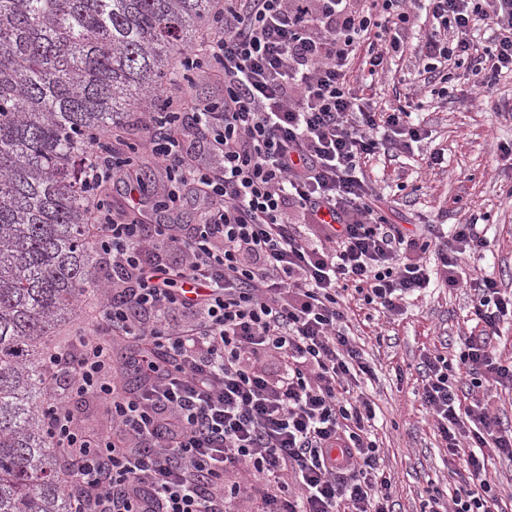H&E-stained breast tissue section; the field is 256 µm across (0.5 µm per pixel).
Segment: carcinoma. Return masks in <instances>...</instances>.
Listing matches in <instances>:
<instances>
[{
    "label": "carcinoma",
    "instance_id": "1",
    "mask_svg": "<svg viewBox=\"0 0 512 512\" xmlns=\"http://www.w3.org/2000/svg\"><path fill=\"white\" fill-rule=\"evenodd\" d=\"M212 0H0V512H71L47 337L104 287L90 150L173 79Z\"/></svg>",
    "mask_w": 512,
    "mask_h": 512
}]
</instances>
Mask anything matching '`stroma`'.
Instances as JSON below:
<instances>
[{
    "instance_id": "1",
    "label": "stroma",
    "mask_w": 512,
    "mask_h": 512,
    "mask_svg": "<svg viewBox=\"0 0 512 512\" xmlns=\"http://www.w3.org/2000/svg\"><path fill=\"white\" fill-rule=\"evenodd\" d=\"M431 30V20L416 12L402 32L404 53L384 73L369 76L358 62L351 67L350 82L359 96L384 111L410 105L429 134L420 154L377 156L365 173L390 223L405 229L463 224L471 215H486V259H464L460 273L465 278L481 271L492 274L502 290L512 291V160L502 154L512 146V75H502L487 90L467 64L452 63L448 83H425L417 40ZM436 150L443 152L445 162L432 170L422 155ZM134 170L140 180L136 195H129L126 181L115 180L108 191L110 205L121 209L137 197L148 223L199 222L200 205L193 194L183 193L170 207H158L151 192L157 171L141 160ZM351 330L374 370L380 408L374 433L392 481L393 512H423L430 494L454 495L462 480L447 462L442 439L421 403L419 366L424 357L451 355L460 337L480 334L469 313L468 291L433 288L391 319L366 305L357 310Z\"/></svg>"
}]
</instances>
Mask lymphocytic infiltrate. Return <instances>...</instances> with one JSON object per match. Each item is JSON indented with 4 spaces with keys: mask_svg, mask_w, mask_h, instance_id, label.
<instances>
[{
    "mask_svg": "<svg viewBox=\"0 0 512 512\" xmlns=\"http://www.w3.org/2000/svg\"><path fill=\"white\" fill-rule=\"evenodd\" d=\"M406 0H219L212 33L182 60L214 61L224 105L176 112L171 84L140 116L145 149L176 202L204 204L197 224H148L136 211L94 206L96 253L111 269L99 316L76 349L49 359L42 423L76 488V512H392L391 482L368 429L371 367L346 330V291L390 313L431 281L455 288L463 256L487 246L477 221L434 242L372 205L365 161L382 147L409 152L426 132L406 107L377 111L358 97L348 67L364 53L369 74L402 49ZM434 28L426 73L457 57L492 87L512 72V0H426ZM491 25L490 49L473 31ZM124 142L96 145L86 186L100 197L125 166ZM297 209L302 221L291 222ZM308 233H301V226ZM434 249L429 271L419 254ZM472 314L483 333L454 357L424 359L421 400L448 458L467 475L451 502L428 512H493L491 458L512 461L487 405L463 404L457 377L475 387L512 385V363L490 337L512 317V295L490 275L473 278ZM144 345L142 380L128 390L112 362L115 340ZM272 358L275 372L258 367ZM95 397L112 419L91 437L71 411ZM247 479L225 484L224 475Z\"/></svg>",
    "mask_w": 512,
    "mask_h": 512,
    "instance_id": "lymphocytic-infiltrate-1",
    "label": "lymphocytic infiltrate"
}]
</instances>
